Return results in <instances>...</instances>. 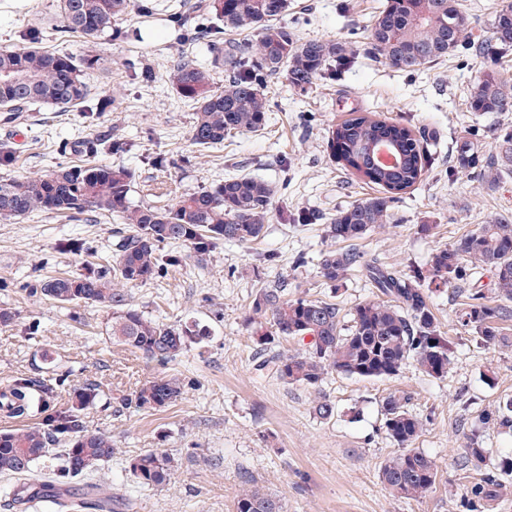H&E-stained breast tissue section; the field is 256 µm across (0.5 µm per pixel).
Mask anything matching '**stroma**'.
Listing matches in <instances>:
<instances>
[{
  "mask_svg": "<svg viewBox=\"0 0 512 512\" xmlns=\"http://www.w3.org/2000/svg\"><path fill=\"white\" fill-rule=\"evenodd\" d=\"M157 2L156 14L134 13L120 21L126 40L106 35L90 45L75 37L55 40L51 24L58 0H0V49L23 48V30L37 23L43 47L76 57L90 52L104 62L87 77L86 103L67 112L40 106L0 124V143L14 152L11 163H0V179L77 164L64 143L103 132L128 144L127 152L99 160L134 171L132 204L170 205L238 173L273 186L271 220L257 243H220L201 258H186L155 280L129 288L132 308L145 315L210 327L207 340L169 363L111 344L105 308H63L28 293L45 277L84 273L88 261L107 258L123 224L109 216L86 222L45 213L0 223V305L14 312L9 325H0V390L20 375L68 371L43 411L26 420L40 426L67 406L75 390L98 386L100 402L84 421L89 430L112 436L114 454L102 472L119 512H233L249 480L272 493L283 512H459L465 428L476 429L489 450L484 468L512 455V431L480 420L512 398V349L480 344L456 319L458 295L444 288L433 294L432 307L455 343L445 377L434 379L413 367L375 381L332 371L319 388L292 386L255 369L251 300L266 282L282 278L289 295L330 300L345 311L373 298L362 272H350L333 287L317 267L321 253L337 247L326 233L330 218L380 193L330 147V131L350 110L374 112L440 140L422 181L395 202L392 220L354 243L406 273L490 214L512 211V176L490 186L451 160L463 138L480 153H492L500 130L512 128V112L471 111L482 63L468 53L412 73L363 57L338 80L317 82L305 92L282 78L269 81L265 129L226 137L201 163L190 140L194 110L174 96L167 71L183 49L203 65L211 53L207 43L179 41L164 11L169 0ZM383 2L291 0L283 23L306 40L360 41ZM146 68L153 82L141 81ZM105 98L113 99V107L98 111ZM70 238L82 240V254L62 250ZM301 255L306 262L300 266ZM33 324L39 327L34 336L28 333ZM159 375L185 380L184 398L160 410L128 407L141 383ZM319 393L336 406L330 421L312 411ZM392 393L407 395L410 409L423 419L415 446L439 469L435 488L417 500L393 496L379 478L381 466L398 451L382 430V400ZM147 448L165 449L175 459L174 475L163 487L138 486L125 468L128 456Z\"/></svg>",
  "mask_w": 512,
  "mask_h": 512,
  "instance_id": "stroma-1",
  "label": "stroma"
}]
</instances>
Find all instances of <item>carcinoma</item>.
I'll return each instance as SVG.
<instances>
[{
  "instance_id": "obj_1",
  "label": "carcinoma",
  "mask_w": 512,
  "mask_h": 512,
  "mask_svg": "<svg viewBox=\"0 0 512 512\" xmlns=\"http://www.w3.org/2000/svg\"><path fill=\"white\" fill-rule=\"evenodd\" d=\"M170 20L180 40H204L211 48L210 66L182 52L168 72L172 92L194 110L190 140L198 158L224 143L232 133H255L267 124L268 80L283 77L304 91L318 81L334 80L337 64L349 66L360 55L399 71L413 72L436 65L460 50L488 60L471 101L474 112H512V81L498 65V55L512 48V0L495 10L488 39L469 35L463 0H386L365 25V42L347 38L303 40L281 23L288 0H203L197 12L211 18L195 23L183 5L169 6ZM152 0H59L55 32L61 38L79 37L93 43L103 34L119 41L124 31L118 22L137 13L151 15ZM254 40H239L243 33ZM42 31L34 26L23 33L28 47L0 49V112L10 119L33 104L61 110L82 104L89 95L85 74L99 67L93 54L74 57L41 47ZM224 71V86L216 74ZM385 141L395 163L377 159L373 146ZM341 157L385 195L372 196L336 212L327 235L338 242L362 238L387 223L390 204L412 188L435 146L425 133L389 124L369 112H352L332 131ZM113 154L126 150L125 142L107 136H86L73 143L71 152L84 158L79 164L52 169L37 177L0 180V223L8 224L34 212L110 215L129 226L130 233L113 244V262L87 273L48 278L31 289L62 306L98 305L108 310V337L114 344L160 362L178 359L192 343L208 336L194 325L154 320L129 304L127 286L145 284L167 267L180 265L179 255H161L163 244H182L188 254L205 255L221 241L249 244L265 233L271 217L274 190L267 182L247 175H232L210 190L182 196L169 207L134 206L129 199L134 173L94 161L98 147ZM460 169L480 167L481 180L493 184L504 170H512V130L499 135V151L480 160L478 149L464 140L455 147ZM318 268L328 283L343 281L355 268L365 272L377 298L357 304L349 317L328 300L288 297V282L261 288L251 303L256 318L270 325L255 337L257 370L266 371L289 385L316 388L329 371L367 380L395 377L413 366L442 378L448 374L454 343L432 311L430 299L441 286L456 288L464 302L457 321L486 346L512 347V336L499 322L512 317L503 302L512 303V213L490 216L485 223L453 245L437 248L426 266L403 274L354 247L321 254ZM479 270L492 272L499 304H490L474 278ZM276 340H298L302 351H273ZM69 376L17 377L0 392V413L10 418L28 415L33 393L51 396ZM184 394L177 378L153 377L144 381L128 402L136 409H161ZM100 401V392L88 384L75 394L70 406L57 411L46 425L26 426L0 433V478L4 480L0 508L27 512L40 503L53 512L75 506L112 512V494L94 471L112 459V435L92 432L84 425V412ZM382 429L401 448L380 469V480L398 498L416 500L433 489L436 462L414 448L423 431L421 417L408 408V398L390 394L383 399ZM313 413L329 421L336 413L326 396L313 400ZM487 450L476 430L466 436L465 463L478 465ZM127 469L143 487L165 485L175 471L174 458L160 448L131 456ZM512 477V457L497 468L478 474L465 485L460 512H485L500 496L504 478ZM234 512H282V506L260 487L246 482Z\"/></svg>"
}]
</instances>
